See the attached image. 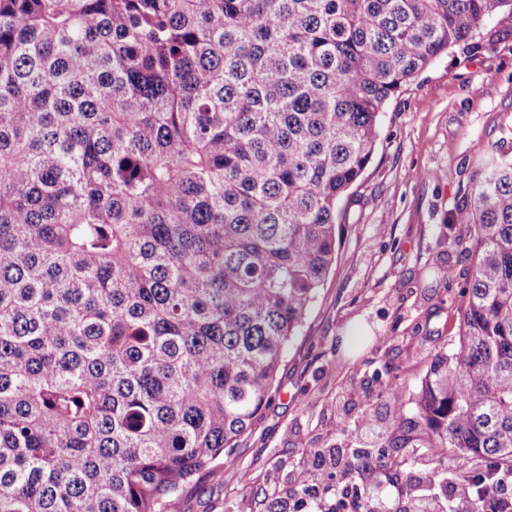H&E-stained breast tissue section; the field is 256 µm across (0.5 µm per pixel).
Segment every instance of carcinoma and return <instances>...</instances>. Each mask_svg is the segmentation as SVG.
<instances>
[{"mask_svg": "<svg viewBox=\"0 0 512 512\" xmlns=\"http://www.w3.org/2000/svg\"><path fill=\"white\" fill-rule=\"evenodd\" d=\"M512 0H0V512H168L277 393L379 118ZM382 457L512 464V157Z\"/></svg>", "mask_w": 512, "mask_h": 512, "instance_id": "1", "label": "carcinoma"}]
</instances>
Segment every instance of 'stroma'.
Instances as JSON below:
<instances>
[{
	"mask_svg": "<svg viewBox=\"0 0 512 512\" xmlns=\"http://www.w3.org/2000/svg\"><path fill=\"white\" fill-rule=\"evenodd\" d=\"M505 26L512 20L493 15L486 49L449 50L389 102L362 184L342 202L336 263L288 346L276 399L230 461L178 490L180 512H331L355 487L357 512H405L416 496L449 512L452 487L419 481L425 450L380 465L374 436L357 423L389 412L391 385L413 414L425 359L457 333L469 262L455 244L466 228L450 218L469 202L501 125H512V36L497 35ZM448 266L454 279H440ZM315 448L335 449V478L310 481L300 503L295 476Z\"/></svg>",
	"mask_w": 512,
	"mask_h": 512,
	"instance_id": "35a3bbf8",
	"label": "stroma"
}]
</instances>
